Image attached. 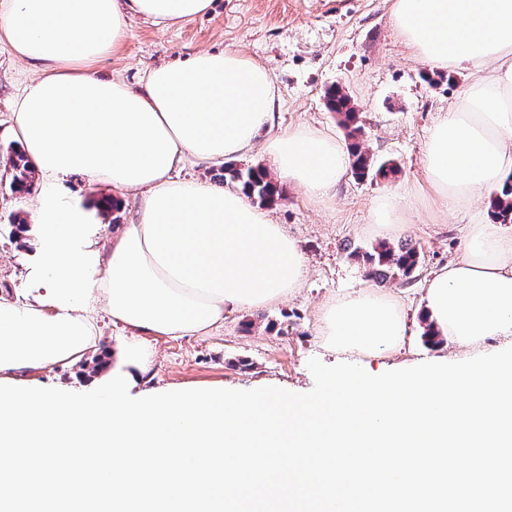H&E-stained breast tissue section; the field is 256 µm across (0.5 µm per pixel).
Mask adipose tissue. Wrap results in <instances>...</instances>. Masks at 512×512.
<instances>
[{
  "label": "adipose tissue",
  "mask_w": 512,
  "mask_h": 512,
  "mask_svg": "<svg viewBox=\"0 0 512 512\" xmlns=\"http://www.w3.org/2000/svg\"><path fill=\"white\" fill-rule=\"evenodd\" d=\"M212 0H0V42L35 68L8 128L37 176L25 226L37 248L26 300L0 295V379L83 359L97 348L103 307L135 333L198 336L226 310L301 288L307 259L242 192L178 180L187 159L243 156L263 143L280 181L322 200L347 171L344 143L316 130L272 131L278 100L268 68L245 53L198 51L150 68L139 87L95 63L124 45L139 15L170 26ZM390 24L430 70L470 81L429 131L426 184L468 206L512 182V0H392ZM136 195L111 240L67 197L66 181ZM433 326L468 345L512 336V226L475 211L460 253L425 281ZM342 350L392 349L405 334L391 299L358 292L323 313Z\"/></svg>",
  "instance_id": "adipose-tissue-1"
}]
</instances>
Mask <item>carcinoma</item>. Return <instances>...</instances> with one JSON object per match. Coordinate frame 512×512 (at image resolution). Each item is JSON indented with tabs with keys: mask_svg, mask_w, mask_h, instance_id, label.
<instances>
[{
	"mask_svg": "<svg viewBox=\"0 0 512 512\" xmlns=\"http://www.w3.org/2000/svg\"><path fill=\"white\" fill-rule=\"evenodd\" d=\"M325 105L328 111L336 113L340 126L348 140L349 164L352 177L357 180L388 179L399 171L393 159L379 160L369 154L364 146V130L360 125L359 113L351 106V97L336 85L325 90ZM9 189L13 193L24 194L31 186V171L27 160L20 152L14 153L11 168L3 171ZM224 181L242 190L251 200L261 205L274 203L282 196L280 186L271 180L260 165L239 168L233 165L224 167ZM492 216L502 224H512V184L491 200ZM350 256L363 260L366 274L376 280L388 278L408 281L415 278L419 262V249L412 244L391 246L382 243L370 251L355 247Z\"/></svg>",
	"mask_w": 512,
	"mask_h": 512,
	"instance_id": "carcinoma-1",
	"label": "carcinoma"
}]
</instances>
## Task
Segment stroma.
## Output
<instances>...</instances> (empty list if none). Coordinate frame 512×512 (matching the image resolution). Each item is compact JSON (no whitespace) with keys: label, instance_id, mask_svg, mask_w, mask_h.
<instances>
[{"label":"stroma","instance_id":"35a3bbf8","mask_svg":"<svg viewBox=\"0 0 512 512\" xmlns=\"http://www.w3.org/2000/svg\"><path fill=\"white\" fill-rule=\"evenodd\" d=\"M390 5L391 0H212L207 13L175 26L132 18L120 52L96 64L99 75L136 86L149 68L188 53L237 49L272 74L280 92L275 129L309 126L340 140L345 131L327 110L324 91L343 82L360 114L369 152L400 166L388 182L344 176L322 201L284 186L282 200L268 211L301 243L308 262L303 288L272 305L226 312L221 325L200 336L142 335L154 358L152 388L277 386L303 393L313 386L307 366L313 358L328 366L355 363L378 375L443 356L458 362L512 347L502 336L468 346L448 338L430 346L423 337L425 278L457 254L467 216L424 191L417 194L404 231L385 237L370 222L372 208L387 192L423 183L425 132L467 83L462 71L443 72L434 84L422 79L424 64L410 58L389 23ZM34 76L29 64L0 43V159L10 158L15 147L5 133L12 101ZM36 204L35 194L0 190V293L14 299L27 294L36 242L14 236L12 224L18 218L30 221ZM405 241L418 247L421 259L419 274L409 283L376 282L348 253L352 246L368 250ZM359 291L396 297L406 327L400 350L328 348L320 329L322 309Z\"/></svg>","mask_w":512,"mask_h":512}]
</instances>
